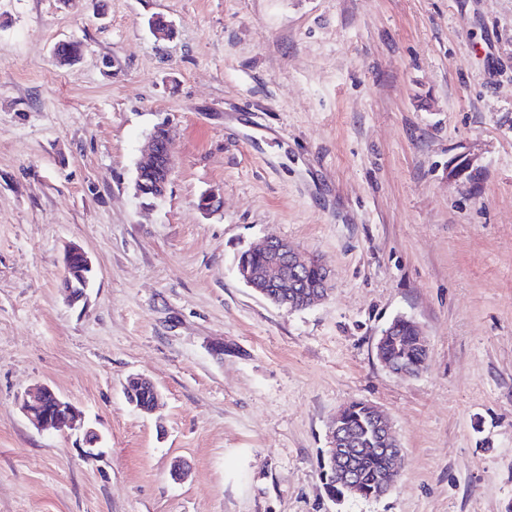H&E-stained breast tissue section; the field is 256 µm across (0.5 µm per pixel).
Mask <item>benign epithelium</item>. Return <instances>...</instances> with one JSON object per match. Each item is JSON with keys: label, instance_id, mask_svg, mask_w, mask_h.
Here are the masks:
<instances>
[{"label": "benign epithelium", "instance_id": "7a95c632", "mask_svg": "<svg viewBox=\"0 0 512 512\" xmlns=\"http://www.w3.org/2000/svg\"><path fill=\"white\" fill-rule=\"evenodd\" d=\"M174 168L169 131L161 125L149 137L147 157L137 166L135 194L140 198L162 197L167 192ZM246 252L263 255L267 268L249 273L239 267L237 274L272 303L290 310H301L328 295L330 274L316 257L303 258L287 242L277 238H268L261 245L246 249ZM63 262L68 273L69 299L76 303L87 296L92 263L87 252L76 245L66 247ZM313 264L320 267L321 278H303V273ZM22 411L30 423L40 429L52 428L63 433L77 429L76 407L49 387L42 388L33 401H23ZM373 411L375 437L371 441L357 439L338 418L329 431L326 456L331 475L328 479L341 487V491L336 493L338 499L345 498L347 494L352 497L361 495L353 468V461L361 455L382 454L391 462L390 471L381 478L379 497L390 491L402 468V448L390 420L378 408H373Z\"/></svg>", "mask_w": 512, "mask_h": 512}]
</instances>
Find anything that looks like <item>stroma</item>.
Wrapping results in <instances>:
<instances>
[{"label":"stroma","instance_id":"35a3bbf8","mask_svg":"<svg viewBox=\"0 0 512 512\" xmlns=\"http://www.w3.org/2000/svg\"><path fill=\"white\" fill-rule=\"evenodd\" d=\"M161 124L175 170L142 199ZM269 237L321 259L324 302L237 277ZM398 316L412 378L377 357ZM40 384L93 451L28 422ZM355 400L404 463L339 502L321 461ZM0 512H512V0H0ZM67 270V288L72 303L83 300L87 296L92 278V263L87 252L76 245H68L63 257ZM409 321L410 325L413 326L417 333V347L423 351L425 361H423V355L419 350L409 348L413 331L411 326L404 321H401L394 330L393 324H389L382 332V336H386L385 341H383L381 346L379 342L377 343V357L379 361L391 372L404 378L410 377L406 368L403 367L401 363L388 362L381 353L394 362H404L409 366L413 376L417 375L423 369L424 362H426L428 356V343L422 336L420 327L414 321ZM390 332H392L390 336H387ZM131 385L134 387H138V388L143 386L146 388H150L153 391L155 398H154V402L152 403V405H150L148 407L146 406L151 403L153 395L150 392L145 391V390H142L141 392L136 393L137 404L143 405L144 407L143 406H135V403H130L131 405L135 406L140 411H143V412L152 411L157 400H158V391H157L156 387L154 386V384L151 381H149L148 379L143 378V377H132L128 380L125 387L129 388Z\"/></svg>","mask_w":512,"mask_h":512}]
</instances>
